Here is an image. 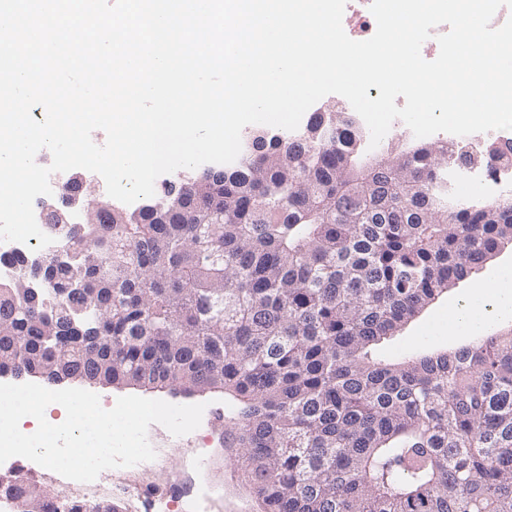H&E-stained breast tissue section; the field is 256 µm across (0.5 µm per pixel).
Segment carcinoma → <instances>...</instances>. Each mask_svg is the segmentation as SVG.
Returning <instances> with one entry per match:
<instances>
[{"mask_svg": "<svg viewBox=\"0 0 512 512\" xmlns=\"http://www.w3.org/2000/svg\"><path fill=\"white\" fill-rule=\"evenodd\" d=\"M197 202L116 204L66 237L72 260L0 284V374L224 393L260 512H512V331L431 352L391 340L512 246V201L442 183L448 144L383 170L353 114ZM112 270L107 285L92 263ZM39 512H108L8 482Z\"/></svg>", "mask_w": 512, "mask_h": 512, "instance_id": "obj_1", "label": "carcinoma"}]
</instances>
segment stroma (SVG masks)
I'll list each match as a JSON object with an SVG mask.
<instances>
[{
    "label": "stroma",
    "instance_id": "stroma-1",
    "mask_svg": "<svg viewBox=\"0 0 512 512\" xmlns=\"http://www.w3.org/2000/svg\"><path fill=\"white\" fill-rule=\"evenodd\" d=\"M470 291L467 283L451 288L411 322L401 337L392 340L391 348H401L408 338L420 335L437 336L441 348L458 345L462 337L449 330L448 315L459 308ZM203 401L208 413L197 430L176 437L161 425H151L148 439L157 453L155 460L105 470L92 488L67 484L59 474L27 459L18 460L17 467L24 478L33 479L53 497L69 494L88 505L119 501L124 512H145L136 496L141 489L174 497L170 512H258L251 483L236 465L239 448L229 443L225 428L213 425L210 418L212 411L223 408L224 397L207 394Z\"/></svg>",
    "mask_w": 512,
    "mask_h": 512
}]
</instances>
